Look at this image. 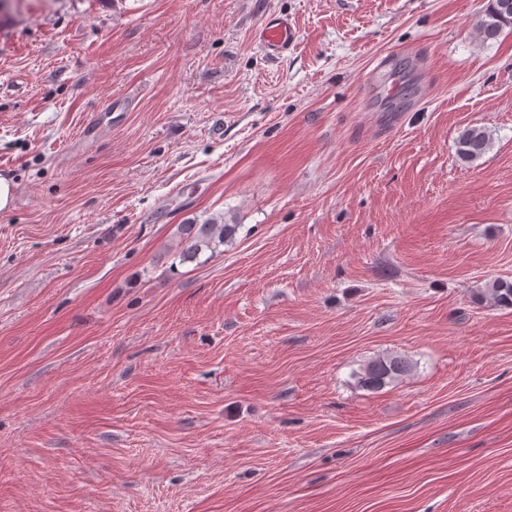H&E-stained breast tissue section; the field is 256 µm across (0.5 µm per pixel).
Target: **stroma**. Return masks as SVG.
I'll return each instance as SVG.
<instances>
[{
  "label": "stroma",
  "mask_w": 512,
  "mask_h": 512,
  "mask_svg": "<svg viewBox=\"0 0 512 512\" xmlns=\"http://www.w3.org/2000/svg\"><path fill=\"white\" fill-rule=\"evenodd\" d=\"M488 2L0 9V512H512V309L473 298L512 280ZM206 222L237 230L181 262ZM383 355L417 368L361 388ZM297 32L285 15L268 16L260 29L258 38L270 56L279 57L288 52L296 41ZM492 136L483 126L471 125L464 128L456 140V152L465 163L479 160L490 148Z\"/></svg>",
  "instance_id": "35a3bbf8"
}]
</instances>
